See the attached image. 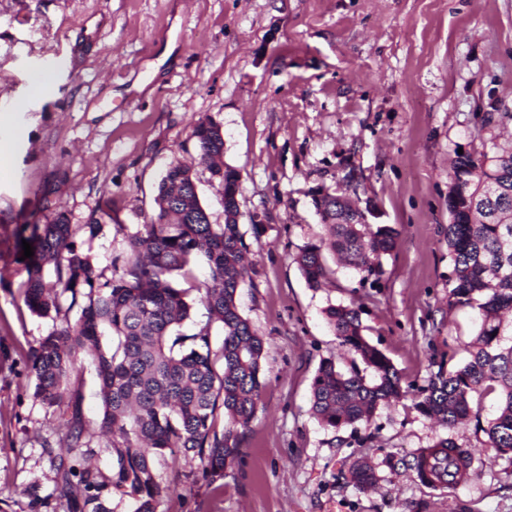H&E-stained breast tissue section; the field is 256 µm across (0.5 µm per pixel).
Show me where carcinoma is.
I'll return each mask as SVG.
<instances>
[{
    "label": "carcinoma",
    "instance_id": "cac0c4a2",
    "mask_svg": "<svg viewBox=\"0 0 512 512\" xmlns=\"http://www.w3.org/2000/svg\"><path fill=\"white\" fill-rule=\"evenodd\" d=\"M199 164L224 184V207L238 208L239 173L224 165L220 126L201 122L193 130ZM493 155L455 154L448 178V301L477 305L481 326L470 360L454 372L431 377L416 406L448 428L471 416L474 396L489 383L501 389L498 408L487 422L484 446L498 455L512 453V343L503 342L502 315L512 311V141L495 145ZM157 212L129 239V249L112 258V278L98 281L89 256L74 247L83 229L94 234L99 219L79 226L56 212L33 225L24 299L40 316L62 318L29 356L36 383L34 395L52 411L70 412L66 420L65 454L56 465L67 498L68 512H112L111 495L133 498L136 512H156L162 487L154 460L172 448L198 457L205 473L221 475L240 452L238 428L253 416L261 389L265 342L236 303L239 288L249 278L244 263L246 245L239 225L211 223L200 204L191 168L169 167L158 187ZM328 247L347 265L371 276L381 272V258L397 244L396 229L387 224H355L346 212L342 223H329ZM198 256L205 258L210 278L200 301L209 323L192 335L181 332L193 304L180 278ZM297 263L310 287L328 279L322 246L308 245ZM53 267L54 282L46 284L44 269ZM78 309V317L70 313ZM341 343L354 350L376 373L368 381L357 371L345 374L335 361H323L311 384V410L328 427L367 423L379 405L402 396L401 378L390 360L362 335L357 311L346 306L326 310ZM224 329L216 349L210 323ZM112 336L104 349L100 336ZM94 351V367L102 402L101 428L112 474L76 465L94 453L80 411L66 393V380ZM223 409L222 430L216 413ZM472 454L450 438L421 449L416 457L422 483L455 485L468 475ZM359 488L377 480L362 463L351 466Z\"/></svg>",
    "mask_w": 512,
    "mask_h": 512
}]
</instances>
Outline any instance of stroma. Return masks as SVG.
Listing matches in <instances>:
<instances>
[{
    "label": "stroma",
    "instance_id": "obj_1",
    "mask_svg": "<svg viewBox=\"0 0 512 512\" xmlns=\"http://www.w3.org/2000/svg\"><path fill=\"white\" fill-rule=\"evenodd\" d=\"M1 106L17 131L0 180V512H66L64 421L35 398L28 368L56 321L24 301L23 241L43 205L81 226L111 200V219L74 239L111 278L176 162L194 165L200 203L223 223L224 188L196 162L205 118L240 174L250 273L236 302L266 357L234 464L214 479L199 459L165 454L158 512H512V454L486 451L475 421L451 430L414 405L438 368L467 362L480 326L478 309L448 303V170L456 150L488 153L512 135V0H0ZM319 187L397 230L381 273L329 252L330 279L308 285L296 259L329 235ZM332 305L358 311L401 377L403 397L366 424L332 428L311 411L323 360L374 376L341 346ZM68 389L104 443L92 357ZM447 436L471 450L469 476L423 485L413 456ZM389 457L404 467L390 472ZM358 460L374 465V487L353 485Z\"/></svg>",
    "mask_w": 512,
    "mask_h": 512
}]
</instances>
